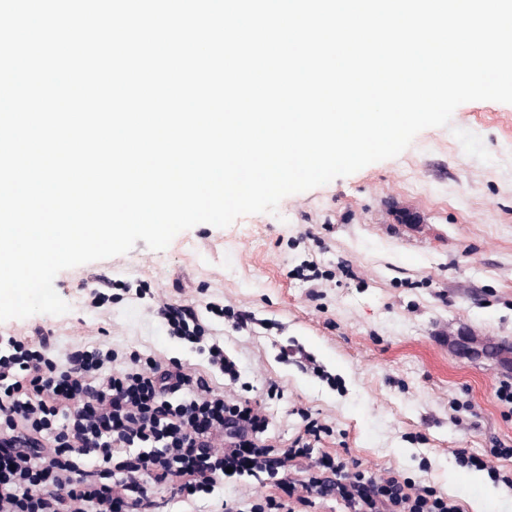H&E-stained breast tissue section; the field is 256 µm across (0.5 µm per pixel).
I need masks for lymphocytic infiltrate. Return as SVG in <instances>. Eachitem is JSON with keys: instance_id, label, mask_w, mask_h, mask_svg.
Listing matches in <instances>:
<instances>
[{"instance_id": "obj_1", "label": "lymphocytic infiltrate", "mask_w": 512, "mask_h": 512, "mask_svg": "<svg viewBox=\"0 0 512 512\" xmlns=\"http://www.w3.org/2000/svg\"><path fill=\"white\" fill-rule=\"evenodd\" d=\"M49 337L0 339V512H162L211 495L226 471L255 475L311 458L323 428L307 421L287 448L267 444L259 402H231L194 368L132 354L113 371L111 348L71 352L57 364ZM90 458L81 468L80 458ZM302 484L285 480L263 503L219 512H295L311 495L338 492L345 512H458L435 489L410 494L399 476L342 484L331 454Z\"/></svg>"}]
</instances>
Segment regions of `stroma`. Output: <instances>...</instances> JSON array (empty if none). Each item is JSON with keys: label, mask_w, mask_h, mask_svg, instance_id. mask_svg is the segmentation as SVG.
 <instances>
[{"label": "stroma", "mask_w": 512, "mask_h": 512, "mask_svg": "<svg viewBox=\"0 0 512 512\" xmlns=\"http://www.w3.org/2000/svg\"><path fill=\"white\" fill-rule=\"evenodd\" d=\"M456 128L479 135L492 162L465 154ZM398 207L419 223H397ZM54 288L68 313L0 322V334L50 333L60 361L103 344L118 370L133 351L178 361L229 399L276 385L267 443L287 447L310 417L349 477L397 474L461 512H512V459L495 452L512 446V403L496 395L505 379L448 344L463 327L512 343V104L464 103L450 126L284 197L277 213L199 224L162 251L137 241L127 254L61 271ZM207 301L224 311L202 313L204 334L236 361V382L157 315L166 303ZM274 482L234 474L214 496L247 507Z\"/></svg>", "instance_id": "35a3bbf8"}]
</instances>
